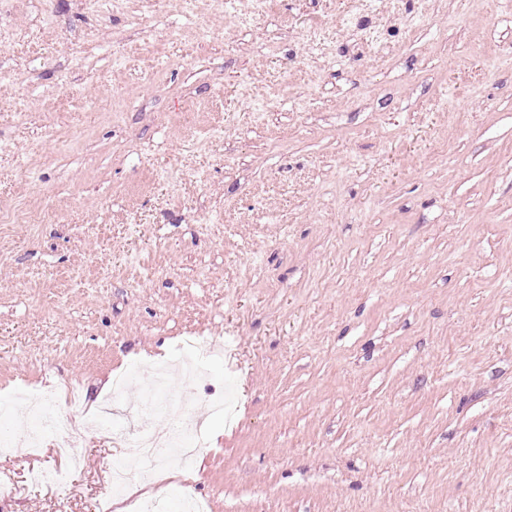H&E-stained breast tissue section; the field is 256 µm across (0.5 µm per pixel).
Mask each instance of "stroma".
I'll list each match as a JSON object with an SVG mask.
<instances>
[{
  "label": "stroma",
  "instance_id": "35a3bbf8",
  "mask_svg": "<svg viewBox=\"0 0 512 512\" xmlns=\"http://www.w3.org/2000/svg\"><path fill=\"white\" fill-rule=\"evenodd\" d=\"M41 2L0 0V399L195 330L198 479L132 493L512 512V0ZM78 454L0 455V512H101L126 451Z\"/></svg>",
  "mask_w": 512,
  "mask_h": 512
}]
</instances>
